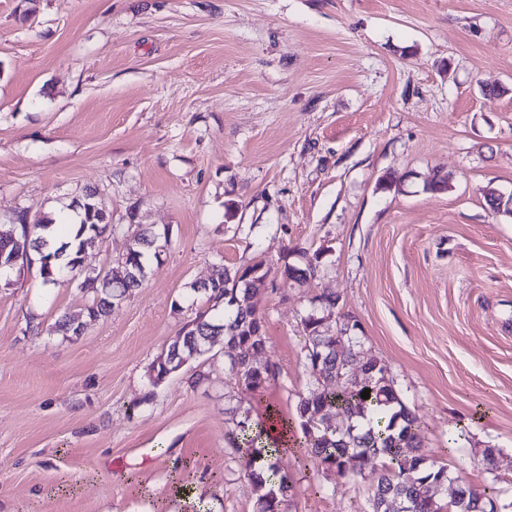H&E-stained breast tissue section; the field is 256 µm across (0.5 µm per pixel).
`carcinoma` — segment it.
I'll list each match as a JSON object with an SVG mask.
<instances>
[{
  "mask_svg": "<svg viewBox=\"0 0 512 512\" xmlns=\"http://www.w3.org/2000/svg\"><path fill=\"white\" fill-rule=\"evenodd\" d=\"M67 209L78 218L76 231L54 250L45 251V237L19 234L17 225L12 224L0 230V251H13L18 241L33 249L42 248L44 257L52 259L50 266H40L43 282H55L60 270L84 281L86 273L79 268L82 252L98 237L114 232L116 225L91 190ZM155 236L150 229L128 236L118 268L110 271L105 283L97 284L92 303L76 314L63 315L55 322L54 331L73 333L83 327L84 319L107 316L116 301L139 287L150 258L155 256L151 249ZM268 275L260 260L242 270L224 269L203 289L191 285L193 292L207 295V307L182 326L164 354L165 361L187 364L221 335L224 347L237 351L229 361L228 372L244 390L261 393L276 384L280 376L277 362L269 359L259 367L256 361L266 348L265 335L255 332L258 323L264 322L258 302ZM310 305L311 311L302 319V340L307 369L317 386L298 405L303 447L343 478L360 475L370 463L380 462L381 473L369 496V512H396L397 504L407 512H485L491 497L471 485L459 486L453 499L444 502L439 498V491L448 483V470L422 451L418 418L384 372V363L373 356H360L358 341L344 321L337 326L336 336L328 339L323 327L336 308V297L319 294L310 299ZM358 356L364 361L361 371L353 369ZM366 389L370 398L363 399L361 392ZM229 413L232 426L224 432V444L244 459L245 473L259 491L256 512H283L293 485L279 465V446L268 443L261 423L253 421L249 411L233 407Z\"/></svg>",
  "mask_w": 512,
  "mask_h": 512,
  "instance_id": "cac0c4a2",
  "label": "carcinoma"
}]
</instances>
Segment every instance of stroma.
<instances>
[{"label": "stroma", "instance_id": "35a3bbf8", "mask_svg": "<svg viewBox=\"0 0 512 512\" xmlns=\"http://www.w3.org/2000/svg\"><path fill=\"white\" fill-rule=\"evenodd\" d=\"M89 189L168 245L76 336L54 324L91 293L0 283V512H255L225 410L297 419L323 293L424 453L512 501V218L485 201L512 192V0H0V224ZM312 258L316 279H285ZM259 260L278 384L242 391L220 337L154 383L205 307L191 284ZM282 463L284 512H368L377 470Z\"/></svg>", "mask_w": 512, "mask_h": 512}]
</instances>
